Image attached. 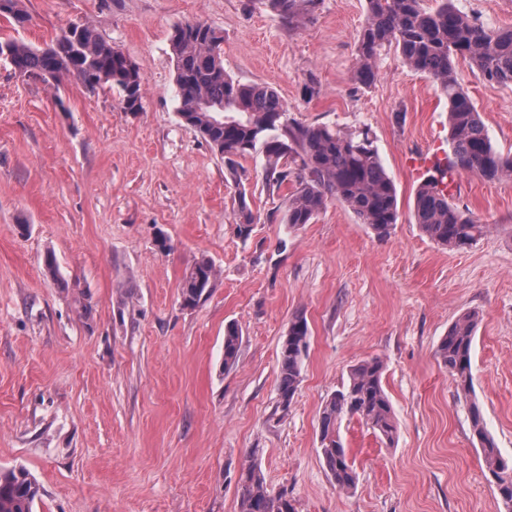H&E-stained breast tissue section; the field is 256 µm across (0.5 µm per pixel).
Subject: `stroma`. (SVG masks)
Returning <instances> with one entry per match:
<instances>
[{
  "label": "stroma",
  "mask_w": 512,
  "mask_h": 512,
  "mask_svg": "<svg viewBox=\"0 0 512 512\" xmlns=\"http://www.w3.org/2000/svg\"><path fill=\"white\" fill-rule=\"evenodd\" d=\"M23 5L29 22L0 18V38L40 46L87 22L143 78V109L127 112L109 88L54 86L0 61V470L39 484L34 512H240L251 464L296 512H501L435 351L459 316L479 312L472 400L511 459L512 177H457L451 202L488 226L471 245L448 250L423 234L413 199L448 150V102L392 50L377 81L356 87L365 0H320L298 27L266 0ZM195 21L222 31L225 71L271 84L288 118L370 131L398 192L387 237L335 201L312 223L284 224L296 184L267 188L262 155L240 159L234 182L177 111L170 34ZM456 74L494 146L512 153V85L483 82L462 60ZM242 187L258 217L246 237ZM49 252L67 287L46 273ZM202 257L214 287L183 307L181 281ZM297 315L309 347L280 419L279 351ZM230 324L241 347L228 369ZM372 358L386 366L398 432L389 445L342 419L357 473L345 491L321 456L320 413ZM240 332L236 325L230 324L224 332V366L233 367L238 361Z\"/></svg>",
  "instance_id": "1"
}]
</instances>
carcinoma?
Listing matches in <instances>:
<instances>
[{"label": "carcinoma", "mask_w": 512, "mask_h": 512, "mask_svg": "<svg viewBox=\"0 0 512 512\" xmlns=\"http://www.w3.org/2000/svg\"><path fill=\"white\" fill-rule=\"evenodd\" d=\"M21 0H0V16L21 24L28 14ZM279 18L293 27L315 11L319 0H267ZM366 21L355 46L353 82L371 86L379 76L382 50L392 47L410 70L432 79L448 99L449 153L434 164L417 189L413 212L422 231L437 244L456 249L480 237L486 225L449 202V188L462 172L494 180L512 176V154L493 145L480 114L459 85L455 59L467 60L489 84H512V27L490 29L459 11L454 0H365ZM176 59L178 113L225 159L230 176L241 183L238 159L260 153L265 158L266 185L279 188L297 167V186L288 197L285 223L309 224L330 200L352 211L377 236L386 237L398 219L397 191L379 158L368 130L344 131L327 125L286 120L287 108L267 83L243 84L224 70L223 37L204 22L177 25L170 36ZM0 59L21 75L45 82L73 78L94 90H117L126 112L142 109V76L135 63L112 46L90 23L71 26L41 47L6 38ZM239 232L248 236L255 216L246 188L238 193ZM216 272L202 258L185 273L180 297L189 308L211 293ZM478 315L460 316L436 349L458 398L472 394L471 352ZM309 346L304 317L295 316L281 343L276 410L285 416L299 382L302 356ZM240 332L230 324L224 332V367L238 361ZM384 363L378 358L354 366L347 382L325 403L320 422L321 454L334 483L355 486L356 473L339 434L344 417L357 418L380 438L393 442L394 412L382 384ZM470 420L504 512H512V463L503 458L487 434L476 404ZM241 512H295L288 492L271 493L255 466L238 480ZM38 484L23 469L0 470V512H33Z\"/></svg>", "instance_id": "obj_1"}]
</instances>
